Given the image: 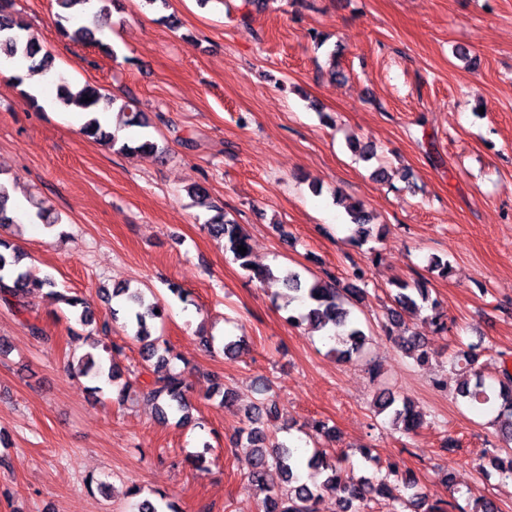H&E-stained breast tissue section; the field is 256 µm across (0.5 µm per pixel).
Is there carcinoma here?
I'll return each instance as SVG.
<instances>
[{
  "instance_id": "carcinoma-1",
  "label": "carcinoma",
  "mask_w": 512,
  "mask_h": 512,
  "mask_svg": "<svg viewBox=\"0 0 512 512\" xmlns=\"http://www.w3.org/2000/svg\"><path fill=\"white\" fill-rule=\"evenodd\" d=\"M61 11L60 19L69 23L61 26V32L74 43L91 45L105 55L114 56L112 46L105 42L100 34L110 24V0H98L101 6L94 14V21L87 25L75 23L73 19L82 14L91 0H55ZM12 0H0V56L8 58L22 57L31 62V69L50 72L53 69L52 56L43 50L36 38L27 33V26L16 14L10 12ZM91 101H84V98ZM57 100L63 106L75 105L89 113L105 111L114 106L123 117V123L109 131L96 117L83 125L85 136L94 140L119 146L126 153L154 151L157 143L149 138L129 139L123 131L129 127L144 128L148 126L143 113L136 108L135 102L126 99H105L96 86L85 84L78 91L71 90V85L62 77L57 82ZM12 182L0 180V224H13L16 216L12 206ZM35 218L46 227L52 228L60 223L59 214L43 201H34ZM358 240L365 241L372 236H384L382 229L370 223L369 214L362 206L349 209ZM208 234L224 240V248L232 253L239 267L248 272L251 279L262 284L274 281L282 283L286 289L285 299L288 303H299L302 312L288 316V321L299 324L308 323L312 328L328 330L327 338L332 342L330 351L345 362L359 354L369 337L353 314L350 299H359L364 294L361 288L338 287L331 275L324 278L309 279L300 271L285 267L282 276L276 277L271 268L257 266L251 260L250 236L246 229L228 219L223 213L212 217L205 225ZM248 248L246 253L238 252V246ZM21 256L17 247L0 237V299L13 305L18 311L26 310V298L35 291L45 287L51 288L49 294L66 304L85 325L95 322L87 302L79 296L61 294L52 290L55 282L50 277L34 278L27 271L19 269ZM397 293L393 296L395 308L390 310L391 321L399 323L406 314H416L430 304V309H437V301L430 300L429 289L424 279L411 281L399 280L395 283ZM110 299H121L122 306L129 313V321L134 329V336L140 341V351L146 362V369L152 378L140 383V391L150 401L158 413L166 417H178V422H191V405L187 399L188 383L185 373L169 367L170 347L154 338L150 333V323L165 316V303L157 298L149 299L139 288L132 289L118 284L107 292ZM394 342L416 362L423 365L429 360V352L424 337L408 328L394 337ZM90 351L82 355L77 363L70 364V373L74 377H105L114 383L123 377V372L112 361V353L121 347L102 343L96 336L85 340ZM482 348L471 344L468 349L453 357L452 364L460 367L456 395L472 404L482 405L490 401V392L498 389L496 397L501 399V415L506 417L500 428L503 445L498 452L508 457V466L501 468V473L512 477V372L503 369L495 383L488 384L482 378L478 358ZM107 356H102V353ZM373 406L376 414L386 413L391 416L392 425L406 434H411L421 425V418L411 404L399 398L387 389L376 392ZM277 414L276 403L270 398H263L255 404L246 415V424L239 431V437L246 440L252 448L242 469L241 475L249 485L265 492L262 512H316L320 491L330 489L338 497L339 512H368L370 502L378 496H384L400 506L408 507L413 512H498L496 504L483 497H478L463 507L458 503L449 504L445 509L437 505H427L418 491V478L411 470L400 471L392 468L394 483L384 479L350 475L343 468V457L329 456L316 449L310 455L301 452L288 439H278L270 430L269 424ZM134 512H178L174 504L162 492H156L153 498L142 499L133 504Z\"/></svg>"
}]
</instances>
